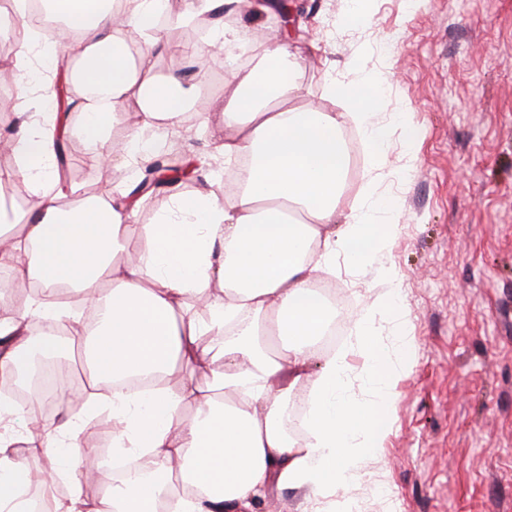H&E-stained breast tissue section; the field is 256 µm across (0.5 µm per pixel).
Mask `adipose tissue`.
<instances>
[{"label": "adipose tissue", "instance_id": "obj_1", "mask_svg": "<svg viewBox=\"0 0 512 512\" xmlns=\"http://www.w3.org/2000/svg\"><path fill=\"white\" fill-rule=\"evenodd\" d=\"M124 4L118 13L112 0H47L65 30L81 34L68 75L94 94L82 102L79 135L100 143L117 118L116 105L137 98L139 120L122 149L130 165L183 128L202 78L155 75L164 38L153 19L162 0ZM278 7L277 0L184 4L211 15L212 48L240 44L245 35L224 24L223 14L273 16ZM12 10L18 22L5 33L17 47L12 64L22 71L16 99L36 110L11 147L35 203L21 224L0 205V267L11 270L17 285L36 284L40 292L22 309L0 292V372L18 373L34 354L59 352L55 337L31 333L32 320L80 326L79 313L57 301L58 284L102 305L98 332L78 340L87 395L110 396L112 446L136 474L94 501L73 485L67 500L54 501L53 512H158L164 501L172 512H220L225 505L249 506L274 487L306 490L321 512H353L350 491L365 462L384 451L397 386L415 366L403 314L393 306L397 290L380 261L397 232V202L375 200L343 224L336 213L348 168L342 126L359 125L374 168L386 163V133L376 119L380 73L357 84L331 82L332 93L352 105L351 112L336 114L290 106L304 59L287 44L272 45L255 66L232 67L230 92L219 109L226 128L221 149L225 164L250 159L232 203L199 190L176 200L160 223L135 224L134 198L63 206L49 162L67 124L48 108L49 79L28 76L55 68L58 52L41 45L25 0H12ZM340 255L353 267L374 269L384 286L354 338L366 356L369 388L366 399L354 401L345 356L325 357L308 401V437L300 445L283 421L312 347L336 318L313 284L334 272ZM218 285L224 295L212 297ZM190 298L207 299V319L189 314ZM387 307L393 310L389 347L376 342L374 328L376 310ZM203 368L208 383L201 389L193 378ZM143 370L179 373L183 387L174 392L162 385L145 395L113 388V378ZM188 401L194 404L189 415L183 412ZM82 426V417L71 415L43 428L33 408L0 400V512H30V490H49L71 471L104 470L94 449L81 448ZM20 437L46 457L42 470H26L14 458Z\"/></svg>", "mask_w": 512, "mask_h": 512}]
</instances>
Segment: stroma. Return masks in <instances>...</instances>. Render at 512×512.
Segmentation results:
<instances>
[{"label":"stroma","mask_w":512,"mask_h":512,"mask_svg":"<svg viewBox=\"0 0 512 512\" xmlns=\"http://www.w3.org/2000/svg\"><path fill=\"white\" fill-rule=\"evenodd\" d=\"M297 18L283 31L268 19L238 17L252 33L247 63L288 43L310 61L293 106L342 112L328 77L358 82L374 69L386 77L378 119L388 131L387 163L376 194L396 199L399 231L383 261L397 278L416 366L400 382L393 428L382 456L370 460L352 489L361 512H512V0H372L364 23L345 22L349 0H288ZM223 97L214 90L193 109L191 137L168 148L194 166V188L223 194L216 168L224 125L207 116ZM68 141L79 155L78 198L122 199L139 171L102 167L125 125H108L101 147L83 140L71 109ZM423 127L408 152L398 126ZM357 151L355 175L337 204L349 215L364 199L368 145L345 125ZM412 164L414 175L399 171ZM329 280L347 302L338 318L353 328L381 292L373 270L337 258Z\"/></svg>","instance_id":"35a3bbf8"}]
</instances>
